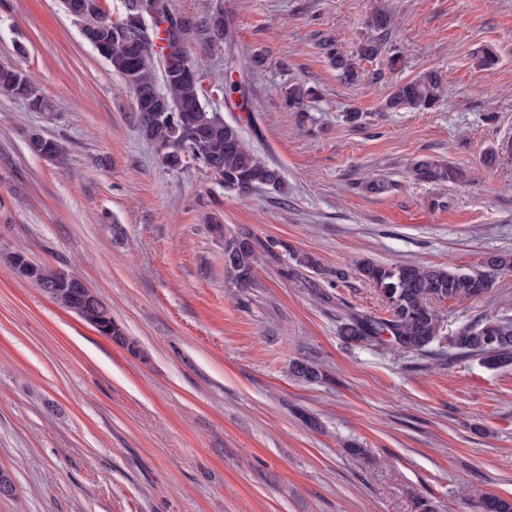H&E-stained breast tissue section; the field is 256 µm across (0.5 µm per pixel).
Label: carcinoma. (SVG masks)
<instances>
[{
    "label": "carcinoma",
    "mask_w": 512,
    "mask_h": 512,
    "mask_svg": "<svg viewBox=\"0 0 512 512\" xmlns=\"http://www.w3.org/2000/svg\"><path fill=\"white\" fill-rule=\"evenodd\" d=\"M165 0H127L126 16L112 21L102 17L100 0H63L65 9L83 23L82 34L112 66L125 85L132 90L136 104V119L142 137L154 143L161 161L169 168L185 166L192 159L200 163L215 180L228 190L248 193L259 189L282 191L284 181L279 170L263 161L245 137L243 126L236 120L227 121L202 102L204 90L199 65L191 62L192 71L183 70L181 61L189 57L187 44L203 28L220 37L227 35L224 11L217 8L199 22L194 18L175 15ZM151 24H146V21ZM369 26L383 34L391 28V15L379 10L371 15ZM163 26L166 53L162 58L163 87H158L154 52L156 27ZM329 64L341 79H358L353 59L328 50ZM499 60L497 52L484 46L476 52V65L490 68ZM241 67L236 60L228 67L225 83L214 91L227 99L237 93L238 85L232 74ZM441 75L432 70L392 88L383 108L386 110H429L439 98ZM0 91L23 98L35 112H44L48 102L39 93L27 73L18 67L0 66ZM29 151L37 156L55 157L61 145L34 131L28 139ZM419 182H457L464 172L440 160L424 158L416 161L411 170ZM258 262L257 243L249 234L224 237V267L238 285H251L254 267ZM503 270H512V254L491 256L485 269L466 271L452 265L416 266L383 265L364 261L359 266L361 276L381 294L388 316L353 318L340 326V334L352 343L375 340L387 334L397 348L427 352L433 345L448 347L460 357L477 356L489 368L512 364V318H482L461 326L453 336H443L444 318L439 305L448 300L478 298L494 285ZM58 270L34 261L28 265L26 279L53 282ZM112 335V341L124 346L134 355L136 343L125 336L114 323L112 330L97 328ZM291 374L306 382L323 378L320 367L306 358L290 364ZM477 512H512V497L496 493L483 494Z\"/></svg>",
    "instance_id": "cac0c4a2"
}]
</instances>
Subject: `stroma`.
<instances>
[{
	"instance_id": "stroma-1",
	"label": "stroma",
	"mask_w": 512,
	"mask_h": 512,
	"mask_svg": "<svg viewBox=\"0 0 512 512\" xmlns=\"http://www.w3.org/2000/svg\"><path fill=\"white\" fill-rule=\"evenodd\" d=\"M167 4L200 21L224 9L230 39L188 45L205 88L229 58L262 56L237 76L243 109L206 103L244 126L285 189L240 193L201 164L167 168L132 91L60 0H0V65L24 69L51 105L0 94V250L84 279L142 350L0 261V467L17 485L0 512H475L481 493L512 497V368L338 334L387 314L358 261L468 270L512 252V157L483 162L512 139V0ZM379 8L394 14L382 53L344 83L322 43L355 52ZM486 44L500 60L480 69ZM431 70L434 108L383 111L394 84ZM295 86L316 92L300 112L284 104ZM34 130L63 154L30 153ZM421 157L464 180H411ZM213 218L272 244L251 287L226 272ZM441 312L448 336L512 316V272ZM303 356L322 382L289 375Z\"/></svg>"
}]
</instances>
